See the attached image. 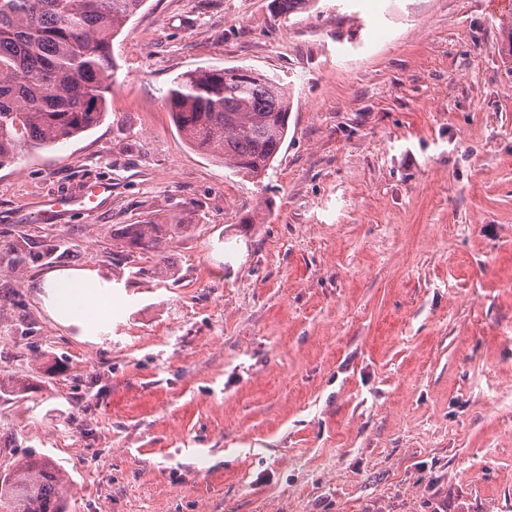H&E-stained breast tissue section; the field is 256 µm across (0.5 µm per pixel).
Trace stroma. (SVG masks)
Instances as JSON below:
<instances>
[{
  "label": "stroma",
  "instance_id": "35a3bbf8",
  "mask_svg": "<svg viewBox=\"0 0 512 512\" xmlns=\"http://www.w3.org/2000/svg\"><path fill=\"white\" fill-rule=\"evenodd\" d=\"M112 55L100 123L0 168V374L33 384L0 466L47 455L69 512H512V14L146 0ZM231 66L293 95L259 180L166 103ZM150 216L187 229L133 280L112 235ZM61 274L111 309L60 318Z\"/></svg>",
  "mask_w": 512,
  "mask_h": 512
}]
</instances>
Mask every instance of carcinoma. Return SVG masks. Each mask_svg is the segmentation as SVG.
I'll return each instance as SVG.
<instances>
[{
    "label": "carcinoma",
    "instance_id": "1",
    "mask_svg": "<svg viewBox=\"0 0 512 512\" xmlns=\"http://www.w3.org/2000/svg\"><path fill=\"white\" fill-rule=\"evenodd\" d=\"M145 0H0V167L94 127L105 115L117 64L112 41ZM316 0H272L287 18ZM176 129L192 146L259 179L288 138L290 91L274 76L234 68L195 69L167 93ZM188 225L146 218L114 238L119 255L143 262L135 275L169 267L165 246ZM27 390L21 376L0 377V397ZM65 473L28 454L0 471V512H67Z\"/></svg>",
    "mask_w": 512,
    "mask_h": 512
}]
</instances>
